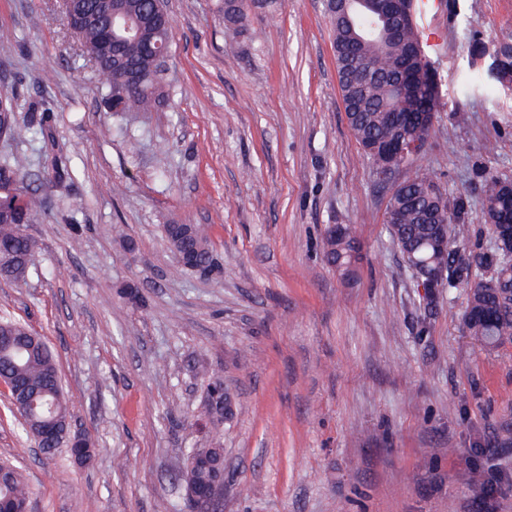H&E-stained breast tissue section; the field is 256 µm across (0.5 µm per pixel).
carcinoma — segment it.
<instances>
[{"label":"carcinoma","mask_w":512,"mask_h":512,"mask_svg":"<svg viewBox=\"0 0 512 512\" xmlns=\"http://www.w3.org/2000/svg\"><path fill=\"white\" fill-rule=\"evenodd\" d=\"M163 7L160 0H115L113 11H119L130 22V31L113 29L117 41L112 56L96 52L101 25L99 22L79 27L78 40L81 55L92 60L95 71L109 90V106L114 112H147L151 108L155 85L161 73L159 61L149 46L170 44V21L142 32L135 30L136 21L150 12L152 3ZM219 12L225 25H237L243 15V0H220ZM359 25L365 33L364 43L357 50L362 66L349 61V48L345 30L333 27L336 69L339 89L350 128L375 173L386 166V158L376 148L397 134L395 121L399 114L412 116L423 112H438L440 106L439 83L436 70L428 60L412 59L415 46L420 44L416 21L403 26L395 39L385 49L378 45V36L370 21L362 17ZM412 69L416 94L399 97L388 96L384 84L404 68ZM489 76L502 86H512V45L494 50L488 69ZM0 127L14 140H31L38 134L33 123H19L16 104L12 97L0 94ZM26 159L14 158L0 162V176L7 173L25 180ZM403 193L388 200L387 209L396 212V219L387 222L394 245L409 266L424 261L446 270L439 284L441 288L466 292V310L488 309L493 317L488 320H464L470 335L484 346L497 348L512 342V266L504 261L502 253L492 248L475 251L464 246L471 231L466 222L467 200L461 195H445L438 188L433 176L423 171L411 159L403 167ZM503 180L496 176L485 179V201L499 202V209H512V199L501 194ZM45 211V201L35 192L22 196L18 209L0 219V275L17 282L24 280L37 254V244L22 229L23 224L34 223ZM446 223L448 245L435 249L430 245L433 224ZM171 251H187L196 263H208L212 249L206 228L190 225L187 230L169 240ZM323 249L328 263L341 274H353L357 252V233L351 224H341L336 234H326ZM0 326L12 334L14 345L0 348V377L3 376L28 388L32 394L30 414L22 431L26 438L47 420L73 416V409L65 396L58 367L48 346L33 345L27 324L19 319L0 316ZM221 448H189L187 456L178 465V472L185 487L204 484L209 480L208 471L190 461L214 458ZM29 491L17 467L8 460H0V512H10L12 506L27 500Z\"/></svg>","instance_id":"obj_1"}]
</instances>
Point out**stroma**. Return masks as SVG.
I'll return each mask as SVG.
<instances>
[{"label":"stroma","mask_w":512,"mask_h":512,"mask_svg":"<svg viewBox=\"0 0 512 512\" xmlns=\"http://www.w3.org/2000/svg\"><path fill=\"white\" fill-rule=\"evenodd\" d=\"M443 2L419 22L455 52L431 56L441 107L418 164L467 196L483 251L485 179L512 180V89L470 50L512 42V0ZM59 5L0 0V92L45 131L0 139V159L25 155L49 202L27 227L24 281L0 279V315L44 337L94 456H15L20 419L0 386V458L30 512L183 503L176 464L211 442L198 423L217 379L235 404L222 512H512V343L468 335L464 290L425 304L384 223L392 185L346 118L325 0H248L238 29L217 0H166L173 38L149 112L108 108ZM33 52L52 80L30 70ZM168 224L205 225L218 271L174 274ZM333 224L359 228L353 276L323 256Z\"/></svg>","instance_id":"obj_1"}]
</instances>
